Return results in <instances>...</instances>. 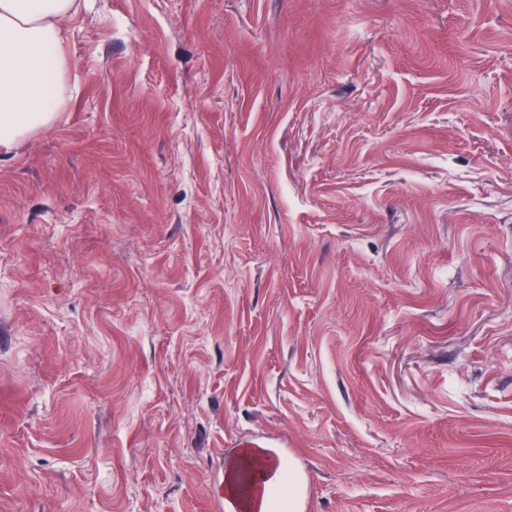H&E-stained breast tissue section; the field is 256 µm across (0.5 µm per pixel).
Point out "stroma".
Segmentation results:
<instances>
[{
    "label": "stroma",
    "mask_w": 512,
    "mask_h": 512,
    "mask_svg": "<svg viewBox=\"0 0 512 512\" xmlns=\"http://www.w3.org/2000/svg\"><path fill=\"white\" fill-rule=\"evenodd\" d=\"M0 154V512H512V0H78ZM305 493L292 461L272 448H237L224 465L225 512H300Z\"/></svg>",
    "instance_id": "35a3bbf8"
}]
</instances>
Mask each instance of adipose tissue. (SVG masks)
I'll list each match as a JSON object with an SVG mask.
<instances>
[{
	"label": "adipose tissue",
	"mask_w": 512,
	"mask_h": 512,
	"mask_svg": "<svg viewBox=\"0 0 512 512\" xmlns=\"http://www.w3.org/2000/svg\"><path fill=\"white\" fill-rule=\"evenodd\" d=\"M74 0H0V153L48 126L67 93L60 26ZM306 484L270 448L236 449L224 465V512H301Z\"/></svg>",
	"instance_id": "obj_1"
}]
</instances>
